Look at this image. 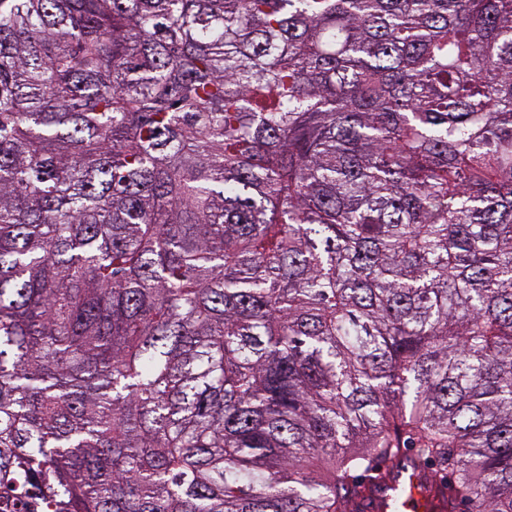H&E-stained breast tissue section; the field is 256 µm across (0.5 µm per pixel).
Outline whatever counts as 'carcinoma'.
Segmentation results:
<instances>
[{
  "label": "carcinoma",
  "mask_w": 512,
  "mask_h": 512,
  "mask_svg": "<svg viewBox=\"0 0 512 512\" xmlns=\"http://www.w3.org/2000/svg\"><path fill=\"white\" fill-rule=\"evenodd\" d=\"M512 512V0H0V512ZM419 479L408 471H402L397 479L390 483L389 488L378 491L374 505L368 510L386 512H433L441 510L443 502L435 494L428 497L427 493L418 488Z\"/></svg>",
  "instance_id": "1"
}]
</instances>
